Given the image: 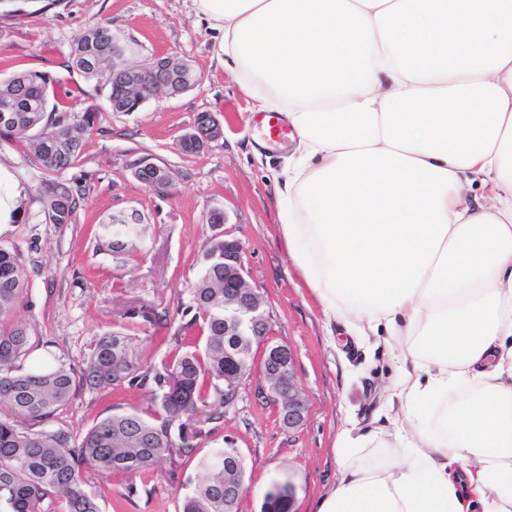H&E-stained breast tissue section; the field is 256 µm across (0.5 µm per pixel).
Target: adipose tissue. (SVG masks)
Wrapping results in <instances>:
<instances>
[{
	"label": "adipose tissue",
	"instance_id": "ef3b65f1",
	"mask_svg": "<svg viewBox=\"0 0 512 512\" xmlns=\"http://www.w3.org/2000/svg\"><path fill=\"white\" fill-rule=\"evenodd\" d=\"M192 7L293 131L273 188L304 280L400 365L383 451L343 431L318 512H512V0ZM27 198L0 162V233Z\"/></svg>",
	"mask_w": 512,
	"mask_h": 512
}]
</instances>
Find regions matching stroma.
<instances>
[{
    "label": "stroma",
    "mask_w": 512,
    "mask_h": 512,
    "mask_svg": "<svg viewBox=\"0 0 512 512\" xmlns=\"http://www.w3.org/2000/svg\"><path fill=\"white\" fill-rule=\"evenodd\" d=\"M96 22L136 42L139 60L177 57L202 82L175 98H151L135 112L109 111L96 98L99 117L78 165L89 180L72 224L42 222L37 189L43 174L28 141L0 137V162L11 165L30 189L22 221L0 234V248L16 253L27 277L13 320L35 341L32 358L51 352L81 369L94 341L112 330L140 336L141 361L156 365L175 349L203 344L192 289L215 232L209 217L218 209L225 215L224 231L245 247L247 278L261 289L276 341L295 354L308 415L302 427L286 428L251 377L223 419L198 439L194 456L165 458L134 480L93 478L87 488L103 512H180L184 494L200 475L198 458L230 439L247 464L249 489L239 512H261L276 477L295 484L294 512H315L339 477L335 441L344 424L355 423L362 434L387 427L398 365L384 341H361L344 322L327 320L289 257L272 191V176L289 151L266 146L253 153L255 116L248 97L225 72L215 53L218 35L194 15L191 0H22L19 12L0 15V78L47 72L68 90L59 105L82 110L81 93L89 85L64 63L85 27ZM203 112L223 135L199 153H183L179 139ZM144 157L169 170L171 191L157 193L134 177L133 164ZM132 211L142 216L139 233L125 253H112L109 218ZM151 398L146 386H84L45 429L77 440L97 420L148 408Z\"/></svg>",
    "instance_id": "stroma-1"
}]
</instances>
